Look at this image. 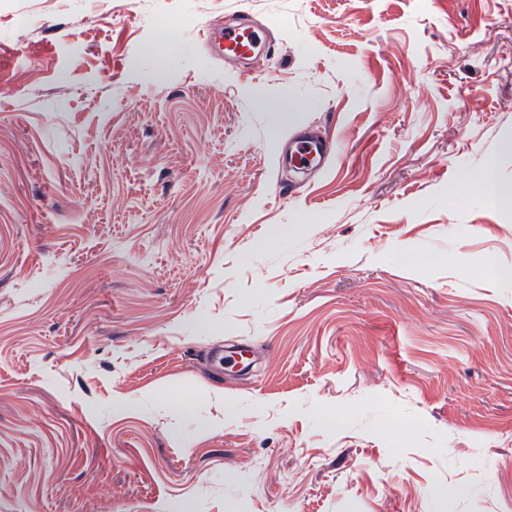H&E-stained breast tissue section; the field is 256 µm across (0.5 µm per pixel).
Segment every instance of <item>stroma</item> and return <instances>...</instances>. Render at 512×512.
I'll list each match as a JSON object with an SVG mask.
<instances>
[{"label": "stroma", "instance_id": "obj_1", "mask_svg": "<svg viewBox=\"0 0 512 512\" xmlns=\"http://www.w3.org/2000/svg\"><path fill=\"white\" fill-rule=\"evenodd\" d=\"M504 3L0 0V512H512ZM224 62L229 64L248 60L259 54L257 45L264 44L263 29L253 24H224L220 29ZM323 152L324 147L320 142L314 139L303 138L296 142L289 156L283 157L281 161L303 167L307 164L312 165L315 163ZM497 161L490 158L480 177L471 184V188L480 195L486 196L502 208H512V186L502 185L497 179Z\"/></svg>", "mask_w": 512, "mask_h": 512}]
</instances>
